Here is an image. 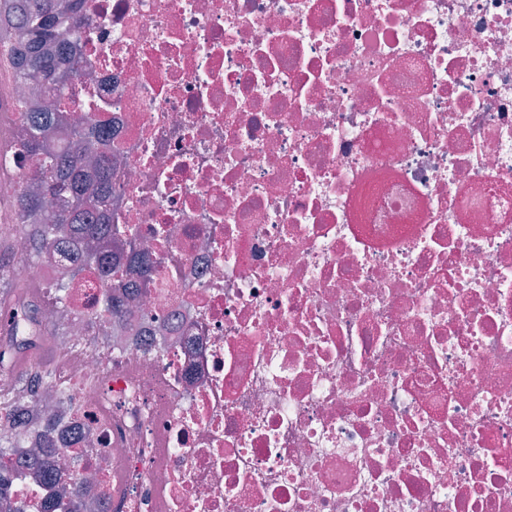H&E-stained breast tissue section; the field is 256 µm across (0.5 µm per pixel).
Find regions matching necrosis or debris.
I'll return each instance as SVG.
<instances>
[{"label":"necrosis or debris","instance_id":"4bbe7bcc","mask_svg":"<svg viewBox=\"0 0 512 512\" xmlns=\"http://www.w3.org/2000/svg\"><path fill=\"white\" fill-rule=\"evenodd\" d=\"M80 13L62 108L153 260L54 340L99 512H512V0Z\"/></svg>","mask_w":512,"mask_h":512}]
</instances>
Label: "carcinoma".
<instances>
[{
	"mask_svg": "<svg viewBox=\"0 0 512 512\" xmlns=\"http://www.w3.org/2000/svg\"><path fill=\"white\" fill-rule=\"evenodd\" d=\"M79 0H0V47L9 48V71L20 83H29L36 92L54 96L73 80L78 69L67 60V38L77 37L71 24ZM68 27L64 37L62 27ZM17 119L22 128L24 149L36 162L38 174L34 187L20 188L7 202L15 230L0 228V297L7 303L20 296L27 298L25 316L31 327L29 354L13 359L9 350L0 351V377L10 384L0 389V487L4 474L13 466L7 449L21 447L15 432L18 409L28 410L32 388L41 385L56 388L55 362L33 358L46 342L62 333L63 325L50 323L45 317L41 285L36 282L7 281V273L15 258H36V253L64 239L73 241L76 254L72 263L63 267L61 277L53 285L52 307L59 314L73 305V288L82 279L86 267H97L103 282L102 303L108 316H128L119 292L126 283L114 268L112 254L104 246H112L116 225L108 222L112 202V159L97 154L95 146L71 121L70 113L50 111L35 105H20ZM55 130L69 139L68 149L58 150L48 133ZM56 421L47 420L36 449L20 453L19 462L51 492L52 506L66 502L63 512H82L86 507L81 493L82 452L70 456V465L57 464L54 446Z\"/></svg>",
	"mask_w": 512,
	"mask_h": 512,
	"instance_id": "obj_1",
	"label": "carcinoma"
}]
</instances>
